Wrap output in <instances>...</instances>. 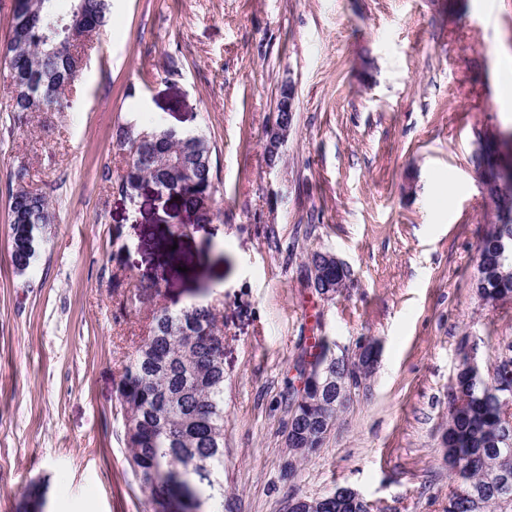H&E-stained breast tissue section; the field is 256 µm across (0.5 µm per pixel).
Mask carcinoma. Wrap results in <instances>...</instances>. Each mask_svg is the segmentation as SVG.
Returning <instances> with one entry per match:
<instances>
[{
	"mask_svg": "<svg viewBox=\"0 0 512 512\" xmlns=\"http://www.w3.org/2000/svg\"><path fill=\"white\" fill-rule=\"evenodd\" d=\"M85 17L87 36L108 21V0H70L63 11L57 0H35L32 10L13 12L8 38L0 48L8 77L20 82L13 111L62 110L65 92L77 78L80 55L66 28L74 11ZM148 156L127 167L117 185L136 190L148 177L179 189L189 207L209 214L217 191V173L209 141L161 126ZM493 138L477 167L493 165ZM496 236L478 250L476 289L488 301L512 299V252L499 257L496 241L512 243V203L498 186L488 189ZM51 221L45 197L19 189L10 202V260L14 268L31 265L44 226ZM148 335L136 349L118 386L128 465L146 494L147 512H204L202 494L214 490L224 473V360L216 340V313L205 305L178 312L152 309ZM313 354L336 378V354L321 337ZM512 403V358L504 357L479 375L462 366L452 385L448 410V460L461 465L462 478L449 474L454 487L446 512H488L512 508V423L505 408ZM297 418L288 431V448L304 457L320 448L335 424L336 385L312 391L293 402ZM299 512H372L369 502L352 504L331 490L318 498L295 497Z\"/></svg>",
	"mask_w": 512,
	"mask_h": 512,
	"instance_id": "cac0c4a2",
	"label": "carcinoma"
}]
</instances>
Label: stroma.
<instances>
[{
  "label": "stroma",
  "instance_id": "stroma-1",
  "mask_svg": "<svg viewBox=\"0 0 512 512\" xmlns=\"http://www.w3.org/2000/svg\"><path fill=\"white\" fill-rule=\"evenodd\" d=\"M63 111L19 116L0 82V512L32 485L45 512H143L117 387L148 333L131 299L217 313L224 473L233 512L355 489L374 512H446L442 434L462 353L512 352V300L474 288L492 211L477 131L512 130L498 56L512 0H111ZM295 92L276 158L267 132ZM204 134L211 220L175 191L116 185L119 127ZM53 215L24 274L9 262L10 191ZM351 272L324 298L308 259ZM380 358L322 448L284 478L288 396L315 339Z\"/></svg>",
  "mask_w": 512,
  "mask_h": 512
}]
</instances>
